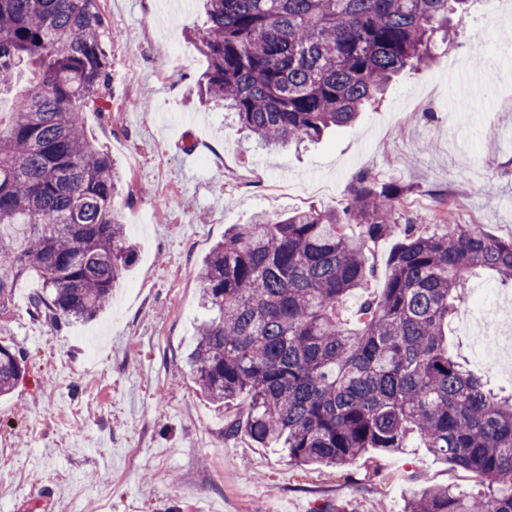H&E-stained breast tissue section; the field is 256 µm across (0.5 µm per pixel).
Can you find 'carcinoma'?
Segmentation results:
<instances>
[{
    "mask_svg": "<svg viewBox=\"0 0 512 512\" xmlns=\"http://www.w3.org/2000/svg\"><path fill=\"white\" fill-rule=\"evenodd\" d=\"M98 2L0 0V94L14 92L0 111V314L36 275L33 316L92 319L135 263L123 172L85 131V112L112 108ZM470 2L206 0L205 95L269 150L315 140L427 67ZM403 192L364 175L337 210L258 214L224 234L201 266L193 382L217 406L247 397L225 434L275 445L292 466L341 468L415 442L486 488L427 485L402 512H512V393L446 341L472 275L512 284V238L450 209L423 233L402 219ZM396 233L384 288L349 308L368 288L371 246ZM24 376V353L0 344V396Z\"/></svg>",
    "mask_w": 512,
    "mask_h": 512,
    "instance_id": "cac0c4a2",
    "label": "carcinoma"
}]
</instances>
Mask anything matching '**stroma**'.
I'll return each mask as SVG.
<instances>
[{
    "instance_id": "1",
    "label": "stroma",
    "mask_w": 512,
    "mask_h": 512,
    "mask_svg": "<svg viewBox=\"0 0 512 512\" xmlns=\"http://www.w3.org/2000/svg\"><path fill=\"white\" fill-rule=\"evenodd\" d=\"M112 63V110L85 116L94 144L132 187L123 204L138 258L95 319L52 324L30 314L35 278L20 282L0 344L22 348L26 377L0 397V512H401L415 476L467 491L475 478L426 449L373 455L337 471L302 470L200 397L189 373L199 272L211 247L256 213L340 207L363 173L404 189L401 211L436 231L456 223L512 237V0H480L435 62L399 76L385 101L351 126L270 154L233 114L203 106L206 58L190 35L202 0H100ZM484 107L456 96L473 81ZM148 99V109L137 106ZM512 321V287L484 273L462 311L488 297Z\"/></svg>"
}]
</instances>
